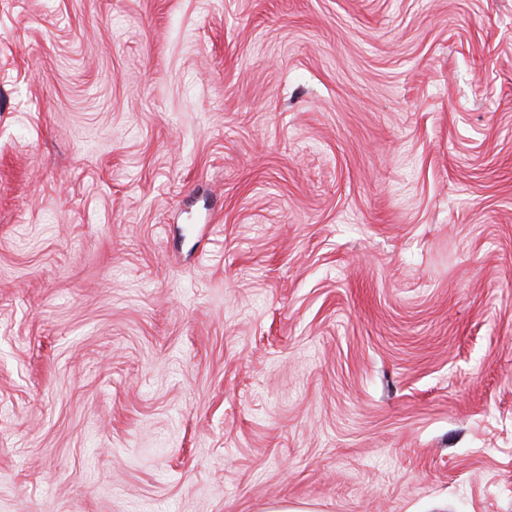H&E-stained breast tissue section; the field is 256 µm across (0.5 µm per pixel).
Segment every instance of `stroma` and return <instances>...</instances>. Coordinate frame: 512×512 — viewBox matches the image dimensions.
<instances>
[{"label": "stroma", "instance_id": "obj_1", "mask_svg": "<svg viewBox=\"0 0 512 512\" xmlns=\"http://www.w3.org/2000/svg\"><path fill=\"white\" fill-rule=\"evenodd\" d=\"M512 512V0H0V512Z\"/></svg>", "mask_w": 512, "mask_h": 512}]
</instances>
